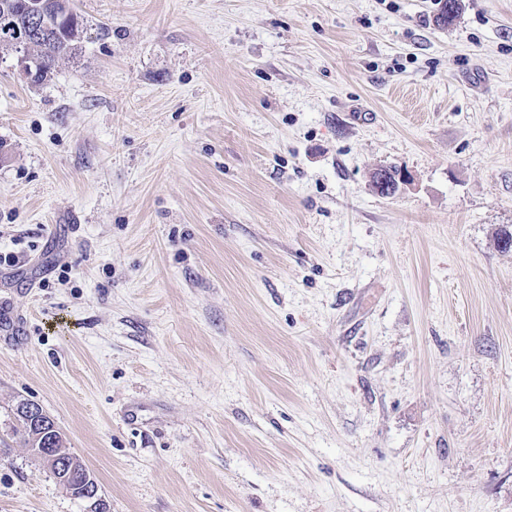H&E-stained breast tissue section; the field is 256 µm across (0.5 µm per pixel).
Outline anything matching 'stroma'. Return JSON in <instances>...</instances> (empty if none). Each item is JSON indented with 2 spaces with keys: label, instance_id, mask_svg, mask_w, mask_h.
<instances>
[{
  "label": "stroma",
  "instance_id": "stroma-1",
  "mask_svg": "<svg viewBox=\"0 0 512 512\" xmlns=\"http://www.w3.org/2000/svg\"><path fill=\"white\" fill-rule=\"evenodd\" d=\"M0 57V512H512V0H73ZM407 177L391 196L374 169ZM65 1L70 5L67 11L53 10L39 18V23L49 29L50 37L48 40L33 41L29 52L34 61L33 71L38 74L37 84L51 78L59 60L74 58L82 49L86 29L84 19L74 9L72 0ZM29 399H21L15 409V413L25 427V441L30 448H64L60 433L53 429V422L47 416H43L41 423L29 422L18 415V409L21 405L29 402ZM64 458L60 459L59 462L62 464V468L59 469L55 465H51L42 455H40L44 461L48 464L51 469L52 474L57 479V481L62 484L66 489L72 491V485H79L84 477V472L88 471L87 468L76 458L71 456L68 452ZM41 458V459H42ZM67 461V462H65ZM60 470H66L67 479H64V475L61 474Z\"/></svg>",
  "mask_w": 512,
  "mask_h": 512
}]
</instances>
